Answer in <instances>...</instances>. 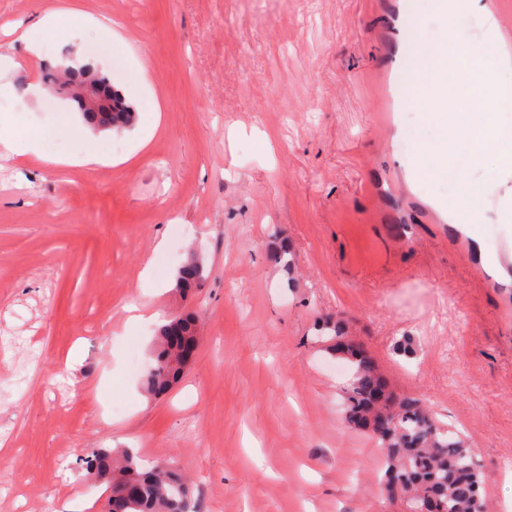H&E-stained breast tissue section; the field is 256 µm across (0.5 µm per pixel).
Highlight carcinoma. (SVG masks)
Returning <instances> with one entry per match:
<instances>
[{
	"instance_id": "obj_1",
	"label": "carcinoma",
	"mask_w": 512,
	"mask_h": 512,
	"mask_svg": "<svg viewBox=\"0 0 512 512\" xmlns=\"http://www.w3.org/2000/svg\"><path fill=\"white\" fill-rule=\"evenodd\" d=\"M44 82L54 91L70 87L71 97L85 122L96 131L132 126L134 108L112 87L102 71L82 70L81 77L63 81L49 68ZM89 82L112 96L107 111L85 110L82 84ZM204 267L186 263L179 275L181 289L201 286ZM329 350L355 366L345 396L351 428L366 432L384 449L381 483L391 499L405 503L407 512H485L480 497V471L467 440L439 425L433 413L413 396L395 398L389 379L374 359L348 336L342 322H326ZM197 341L196 316L188 313L162 325L153 348V364L145 374L148 392L162 394L177 382L185 367L179 351ZM92 477L107 484L106 512H190L182 478L167 465L143 467L132 449L93 448L82 459Z\"/></svg>"
}]
</instances>
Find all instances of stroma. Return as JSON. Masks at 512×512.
I'll list each match as a JSON object with an SVG mask.
<instances>
[{
    "instance_id": "35a3bbf8",
    "label": "stroma",
    "mask_w": 512,
    "mask_h": 512,
    "mask_svg": "<svg viewBox=\"0 0 512 512\" xmlns=\"http://www.w3.org/2000/svg\"><path fill=\"white\" fill-rule=\"evenodd\" d=\"M404 2L0 0L11 81L39 89L15 129L49 155L112 159L0 156V512H101L105 488L79 464L101 447L180 470L193 512H404L381 492L379 443L346 423L353 370L319 336L325 315L396 394L467 437L486 512H512V262L498 260L512 178L491 155L435 180L406 169L438 130L395 107ZM56 6L127 36L115 48L89 26L43 56L109 71L131 128L61 129L67 101L20 40ZM469 179L486 185L478 224L448 212ZM194 256L206 281L187 296ZM130 304L198 317L197 356L163 395L141 375L158 326L128 325ZM44 159L55 165H79L84 166L89 170L94 169L97 165L106 164V160L102 156L90 150L67 156L44 157Z\"/></svg>"
}]
</instances>
